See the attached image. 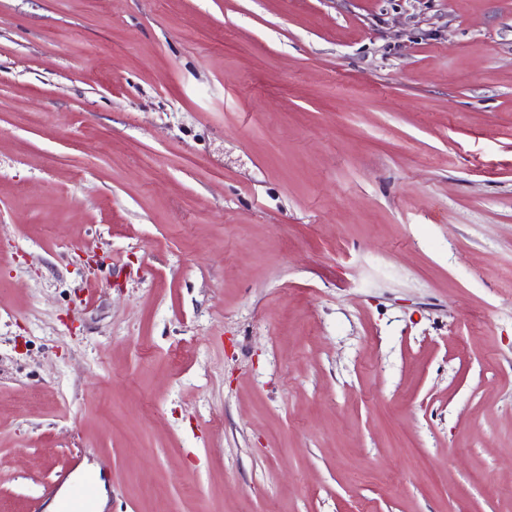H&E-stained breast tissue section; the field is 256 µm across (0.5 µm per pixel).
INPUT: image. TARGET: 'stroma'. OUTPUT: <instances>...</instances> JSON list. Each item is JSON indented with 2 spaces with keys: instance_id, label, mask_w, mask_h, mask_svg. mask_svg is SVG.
<instances>
[{
  "instance_id": "stroma-1",
  "label": "stroma",
  "mask_w": 512,
  "mask_h": 512,
  "mask_svg": "<svg viewBox=\"0 0 512 512\" xmlns=\"http://www.w3.org/2000/svg\"><path fill=\"white\" fill-rule=\"evenodd\" d=\"M73 470L512 512V0H0V512Z\"/></svg>"
}]
</instances>
